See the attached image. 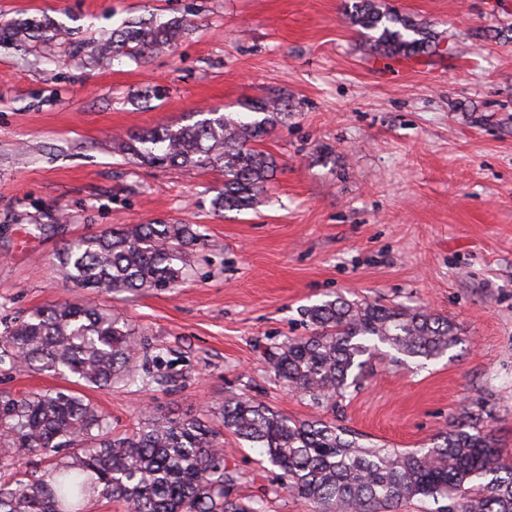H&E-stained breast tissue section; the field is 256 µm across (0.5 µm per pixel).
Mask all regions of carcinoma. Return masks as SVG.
I'll use <instances>...</instances> for the list:
<instances>
[{
    "label": "carcinoma",
    "instance_id": "obj_1",
    "mask_svg": "<svg viewBox=\"0 0 512 512\" xmlns=\"http://www.w3.org/2000/svg\"><path fill=\"white\" fill-rule=\"evenodd\" d=\"M351 23L374 32L383 56L431 54L439 41L408 15L381 9L376 0L346 4ZM183 21H128L112 38L91 47L101 59H144L186 35ZM67 33L53 19L0 23V43L42 41ZM288 107L278 97L249 106L262 119L199 112L180 127L130 135L119 152L151 167L219 169L224 188L218 212L251 209L273 177L275 161L257 144ZM202 240L191 224H131L69 241L61 254L64 278L93 292H138L178 285L188 250ZM311 334L270 348V369L288 390L328 411L356 385L370 360L387 347L406 358L435 359L461 342L445 316L342 296L305 309ZM149 344L125 317L94 306L60 301L31 311L0 334V365L22 364L96 389L155 380ZM214 426L199 416H149L132 431L112 436L111 423L83 396L46 389L0 396V512H90L95 501L123 504L125 512H260L233 495L239 473L228 465L224 433L262 448L280 471V488L314 512H396L415 498L445 499L446 512H512V458L503 457L483 407L452 421L431 445L398 451L367 446L333 421L296 420L263 402L228 396ZM47 467L23 469L33 457ZM481 483L474 484V481Z\"/></svg>",
    "mask_w": 512,
    "mask_h": 512
}]
</instances>
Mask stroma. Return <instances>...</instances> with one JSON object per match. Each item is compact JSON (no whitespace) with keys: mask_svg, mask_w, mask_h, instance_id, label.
Here are the masks:
<instances>
[{"mask_svg":"<svg viewBox=\"0 0 512 512\" xmlns=\"http://www.w3.org/2000/svg\"><path fill=\"white\" fill-rule=\"evenodd\" d=\"M436 33L439 53L386 58L346 0H0L45 15L58 41L0 45V331L30 310L89 303L162 356V383L88 391L114 431L245 394L367 442L417 448L465 411L512 453V0H379ZM187 19L177 47L133 61L76 55L128 18ZM288 115L261 143L278 165L255 208L215 213L221 171L147 168L115 139L244 112ZM200 225L174 289L101 294L63 278L78 237L123 224ZM344 296L424 307L462 341L437 360H373L337 412L292 393L265 351L308 335L302 311ZM74 381L0 366V395ZM229 464L262 512H310L261 449Z\"/></svg>","mask_w":512,"mask_h":512,"instance_id":"stroma-1","label":"stroma"}]
</instances>
